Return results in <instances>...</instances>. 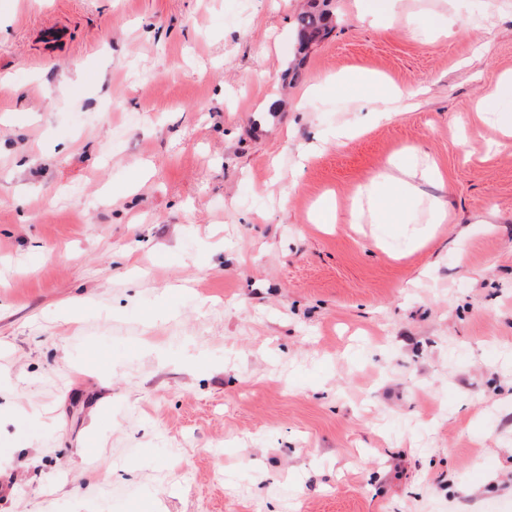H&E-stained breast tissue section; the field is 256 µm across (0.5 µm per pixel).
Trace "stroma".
I'll return each instance as SVG.
<instances>
[{"label": "stroma", "instance_id": "35a3bbf8", "mask_svg": "<svg viewBox=\"0 0 512 512\" xmlns=\"http://www.w3.org/2000/svg\"><path fill=\"white\" fill-rule=\"evenodd\" d=\"M370 2L0 0V512H512V0ZM327 2V0H312L309 9L297 16L295 24L299 38V49L307 48L331 31L329 26L330 13L321 8V5L325 7ZM401 95L400 91L392 88L387 96L379 95L364 99L361 107L365 108L373 118H384L390 110V105L398 101Z\"/></svg>", "mask_w": 512, "mask_h": 512}]
</instances>
